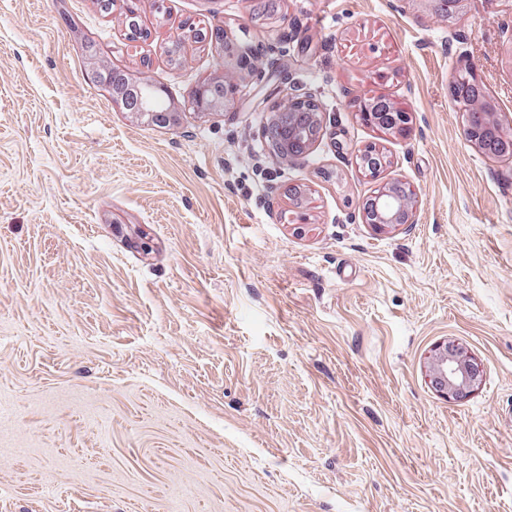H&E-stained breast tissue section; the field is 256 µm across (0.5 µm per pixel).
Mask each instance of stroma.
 I'll return each mask as SVG.
<instances>
[{
	"label": "stroma",
	"instance_id": "stroma-1",
	"mask_svg": "<svg viewBox=\"0 0 512 512\" xmlns=\"http://www.w3.org/2000/svg\"><path fill=\"white\" fill-rule=\"evenodd\" d=\"M0 0V512H512V161L465 136V60L512 115V0ZM312 93L333 138L284 165L274 99L208 43ZM184 112L154 125L83 78L79 34ZM258 69V70H259ZM234 87L193 112L198 86ZM390 97L405 135L359 118ZM377 145L419 198L361 223ZM480 384L449 399L434 350ZM430 377L432 383L449 398H458L470 391L479 378V369L460 343H449L431 356Z\"/></svg>",
	"mask_w": 512,
	"mask_h": 512
}]
</instances>
